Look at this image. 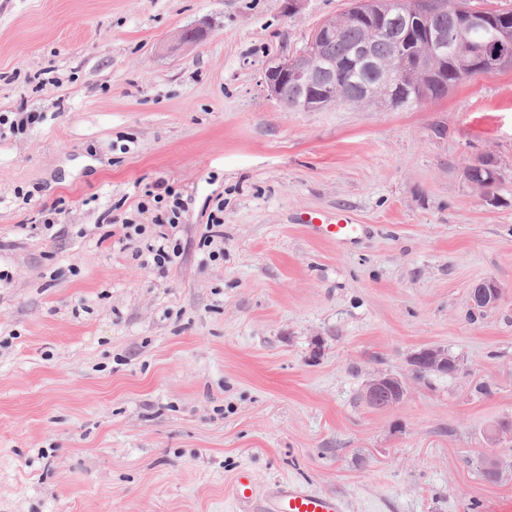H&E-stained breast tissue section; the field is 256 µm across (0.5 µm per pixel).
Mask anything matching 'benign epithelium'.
Instances as JSON below:
<instances>
[{"label": "benign epithelium", "mask_w": 512, "mask_h": 512, "mask_svg": "<svg viewBox=\"0 0 512 512\" xmlns=\"http://www.w3.org/2000/svg\"><path fill=\"white\" fill-rule=\"evenodd\" d=\"M439 0H424L418 10L403 17V29L406 32L417 30L423 33L424 53L437 59L445 60L456 57L459 48L468 44L473 54V62L480 66L496 67L497 63L512 56V39L503 33V24L497 16L472 8L459 11L448 18V25L432 23L439 12ZM353 19L363 18L376 28H384L393 18L390 0H351L346 11ZM482 30L484 38L473 41L470 35ZM340 35V26L336 20L328 19L318 25L310 36L315 46L336 41ZM378 61L372 55L368 45L355 47L344 63L347 71L372 68ZM412 66L420 71V62L408 64L405 59L396 58L385 65L389 86L393 95L388 103L399 106L402 102L401 83L398 73L401 69ZM336 71V63L325 60L321 54L309 55L297 53L289 58L273 60L265 72V84L271 95L275 96L282 79L293 80L305 93L301 100L293 101L288 108L294 111L310 112L323 104L336 101V91L323 86L326 74ZM501 297V288L493 279H486L474 286L470 299L476 310L496 305ZM409 371L414 374L428 373L438 375H455L461 370L460 359L453 355L446 346L435 345L419 348L409 352L405 358ZM409 383L406 378L393 373H377L366 381L363 397L373 408L389 411L399 406L407 394Z\"/></svg>", "instance_id": "obj_1"}]
</instances>
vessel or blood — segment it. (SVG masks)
Segmentation results:
<instances>
[{
  "label": "vessel or blood",
  "mask_w": 512,
  "mask_h": 512,
  "mask_svg": "<svg viewBox=\"0 0 512 512\" xmlns=\"http://www.w3.org/2000/svg\"><path fill=\"white\" fill-rule=\"evenodd\" d=\"M316 233L338 242L353 239L362 225L346 213L315 225ZM234 499L241 512H345L342 499L319 494L301 483H281L267 491H259L251 471L239 470L232 479Z\"/></svg>",
  "instance_id": "b4317fda"
}]
</instances>
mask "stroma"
Wrapping results in <instances>:
<instances>
[{
  "label": "stroma",
  "instance_id": "1",
  "mask_svg": "<svg viewBox=\"0 0 512 512\" xmlns=\"http://www.w3.org/2000/svg\"><path fill=\"white\" fill-rule=\"evenodd\" d=\"M348 3L0 0V113L38 115L0 129V512H237L242 468L347 512H512V467L483 476L512 457L491 439L512 419V69L408 109H287L268 61ZM487 154L490 195L464 176ZM159 180L185 206L161 272L120 236ZM340 211L356 240L299 220ZM432 344L458 375L363 400ZM501 297V288L493 279H486L474 286L470 299L476 310L490 308L496 305ZM409 383L393 373H377L366 381L363 397L374 409L389 411L399 406L407 394Z\"/></svg>",
  "mask_w": 512,
  "mask_h": 512
}]
</instances>
